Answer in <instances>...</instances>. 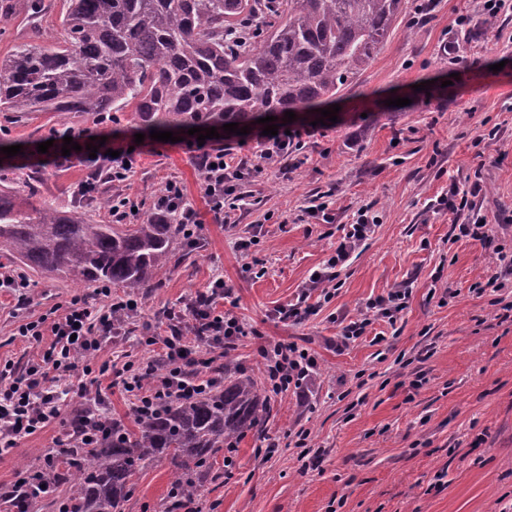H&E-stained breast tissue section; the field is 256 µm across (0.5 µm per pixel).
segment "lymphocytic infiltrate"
Listing matches in <instances>:
<instances>
[{"label":"lymphocytic infiltrate","mask_w":512,"mask_h":512,"mask_svg":"<svg viewBox=\"0 0 512 512\" xmlns=\"http://www.w3.org/2000/svg\"><path fill=\"white\" fill-rule=\"evenodd\" d=\"M253 135L260 148L257 160L236 158L235 142L228 132L198 143L196 136H185L183 145L196 165L200 189L215 223H224V199L236 192L245 175L257 164L278 165L302 146L301 129L270 136L261 129ZM77 150L71 158L87 163L90 171L106 174L109 182H125L132 170L134 155L130 140L107 138L97 154H89L91 130L72 134ZM151 217L158 224H180L184 236L194 239L203 222L202 216L187 200L179 180H169L155 199ZM375 221L360 213L349 226L333 255L318 271L317 278L308 279L296 303L279 308L280 319L288 320L314 312L312 298L330 300L332 283L353 253L373 233ZM225 293L223 279H216L207 296H198L185 304L184 312L174 316L166 335H148L149 345L159 346L164 374L152 383H144L145 369L128 361L123 366L95 364L94 358L104 339L121 335L130 318L136 317L138 305L130 300L113 297L111 289H102L106 303L95 308L86 299L71 298L56 309L33 321L20 324L15 333L39 344L40 349L22 370L5 367L0 370V451L10 452L18 440L42 431L58 419H66L67 431L58 444L57 458H65L71 448H87L104 427L102 408L107 386L121 387L133 399L134 410H148L169 399L189 400L206 389L210 378L205 370L216 359L235 350L247 326L237 317L219 315L209 308L211 296ZM408 293L403 289L389 291L387 296L369 302L361 318L350 321L340 334L341 345L361 337L373 318H392L402 310ZM200 336L202 343L187 344V334ZM266 391L269 397L284 395L293 385H301L316 366V358L307 348L288 341H270L260 345ZM94 387L95 395L84 406L64 416V398L74 383Z\"/></svg>","instance_id":"1"}]
</instances>
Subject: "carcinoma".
I'll list each match as a JSON object with an SVG mask.
<instances>
[{
  "label": "carcinoma",
  "instance_id": "carcinoma-1",
  "mask_svg": "<svg viewBox=\"0 0 512 512\" xmlns=\"http://www.w3.org/2000/svg\"><path fill=\"white\" fill-rule=\"evenodd\" d=\"M67 0L55 44L42 45L41 0H27V36L0 59V112L18 120L48 112L112 121L132 107L145 129L236 123L252 127L274 113L314 110L338 94L384 46L402 0ZM259 21L240 36L244 18ZM0 172V266L60 275L86 287L133 290L160 285L178 224H99L77 205H34ZM221 383L196 399L112 422L93 448L69 454L67 468L44 470L42 484L67 487L70 512H125L134 477L151 459L173 467L169 508L199 500L215 479L214 456L233 448L270 416L264 387L223 364ZM43 498L17 484L4 496L19 508Z\"/></svg>",
  "mask_w": 512,
  "mask_h": 512
}]
</instances>
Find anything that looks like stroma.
<instances>
[{"mask_svg": "<svg viewBox=\"0 0 512 512\" xmlns=\"http://www.w3.org/2000/svg\"><path fill=\"white\" fill-rule=\"evenodd\" d=\"M403 0L393 32L375 59L334 98L337 122L313 112L295 123L316 125L314 137L287 160L288 173L267 167L247 176L224 200L227 223L202 224L197 243L170 263L161 288L137 292L141 313L128 335L105 343L97 361L150 362L147 328L164 331L169 310L206 292L215 278L230 289L216 306L247 322L232 358L263 374L257 349L273 340L310 349L317 366L307 383L272 403L264 432L248 433L233 457L232 479L206 486L202 512H503L512 506V275L505 288L483 291L498 271L496 249L512 252V8L484 24L479 0H435L427 15ZM473 17L457 38L461 8ZM454 53H447L448 43ZM459 62H452V55ZM429 82V92L419 91ZM409 105L394 106V98ZM51 125L45 113L23 123L0 118V167L18 184L40 172L41 200L61 206L88 175L79 160L37 168L35 143ZM204 209L193 160L165 141L136 157L135 173L104 194L123 192L146 219L168 180ZM483 190L470 209L453 214L440 200L450 185ZM378 224L341 271L334 297L297 323L273 315L296 302L310 274L334 252L343 225L358 210ZM485 215L490 246L454 238L452 227ZM250 243L240 250V240ZM25 300L0 292V368L23 364L37 349L13 332L28 316L64 304L78 291L64 280L29 274ZM408 289L395 322L375 320L348 347L333 346L369 301ZM420 387H413L417 375ZM307 451L296 448L299 431ZM61 423L19 440L0 456V492L39 449L56 450ZM276 442L272 457L262 449ZM126 512H164L167 461L149 462L135 478Z\"/></svg>", "mask_w": 512, "mask_h": 512, "instance_id": "stroma-1", "label": "stroma"}]
</instances>
